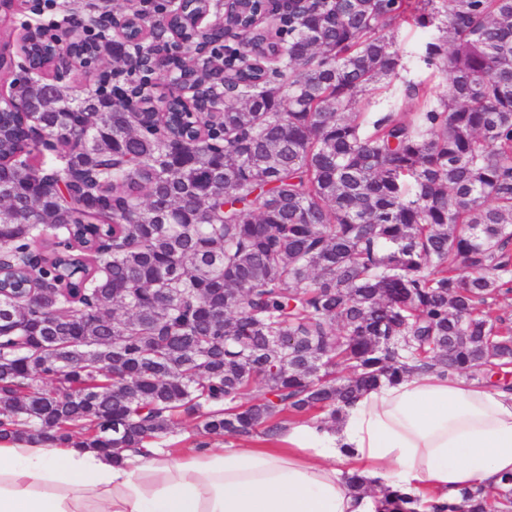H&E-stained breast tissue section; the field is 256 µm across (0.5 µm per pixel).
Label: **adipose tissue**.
Listing matches in <instances>:
<instances>
[{"instance_id": "adipose-tissue-1", "label": "adipose tissue", "mask_w": 512, "mask_h": 512, "mask_svg": "<svg viewBox=\"0 0 512 512\" xmlns=\"http://www.w3.org/2000/svg\"><path fill=\"white\" fill-rule=\"evenodd\" d=\"M354 472L415 512L495 486L512 472V390L417 371L362 392L336 425L290 421L261 447L115 455L0 441V512H373L372 492L343 484Z\"/></svg>"}]
</instances>
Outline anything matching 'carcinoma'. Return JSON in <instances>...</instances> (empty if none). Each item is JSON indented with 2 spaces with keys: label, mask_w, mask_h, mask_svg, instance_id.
Here are the masks:
<instances>
[{
  "label": "carcinoma",
  "mask_w": 512,
  "mask_h": 512,
  "mask_svg": "<svg viewBox=\"0 0 512 512\" xmlns=\"http://www.w3.org/2000/svg\"><path fill=\"white\" fill-rule=\"evenodd\" d=\"M239 54L222 130L99 92L20 81L0 118V440L117 453L172 432L270 438L282 416L336 422L417 369L511 389L512 0H306ZM434 29L400 76L385 29ZM123 73L125 47H92ZM279 53L280 82L251 62ZM401 81L413 112H380ZM288 338L283 349L273 342ZM259 384L262 394L243 395ZM388 490L377 512H413ZM466 488L446 512H501ZM429 30L415 27L407 22L396 21L387 29V34L394 36L400 48L405 66L401 75L415 81L427 79L438 92L443 93L447 90V76L427 68L422 61Z\"/></svg>",
  "instance_id": "obj_1"
}]
</instances>
